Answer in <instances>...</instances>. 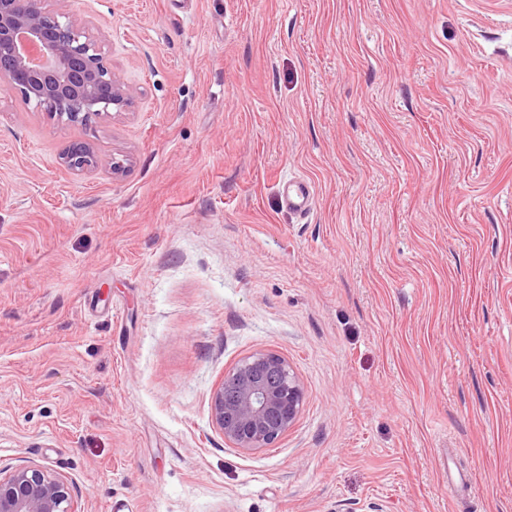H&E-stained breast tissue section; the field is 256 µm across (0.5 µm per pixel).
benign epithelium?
<instances>
[{"label":"benign epithelium","mask_w":512,"mask_h":512,"mask_svg":"<svg viewBox=\"0 0 512 512\" xmlns=\"http://www.w3.org/2000/svg\"><path fill=\"white\" fill-rule=\"evenodd\" d=\"M65 2L0 0V89L61 125L108 121L126 111L135 90L104 64L106 36ZM61 162L73 173L99 166L90 144L62 154ZM303 403V386L288 359L257 351L214 390L212 424L233 448H270L295 424ZM1 471L0 512H78L72 487L52 469L23 463Z\"/></svg>","instance_id":"1"}]
</instances>
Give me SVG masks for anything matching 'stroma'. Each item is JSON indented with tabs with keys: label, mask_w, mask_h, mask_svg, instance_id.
Wrapping results in <instances>:
<instances>
[{
	"label": "stroma",
	"mask_w": 512,
	"mask_h": 512,
	"mask_svg": "<svg viewBox=\"0 0 512 512\" xmlns=\"http://www.w3.org/2000/svg\"><path fill=\"white\" fill-rule=\"evenodd\" d=\"M67 7L137 94L0 90V467L80 512H512V0ZM259 350L305 401L243 452L210 401ZM62 166L73 173H86L99 166V158L96 149L84 143L82 149L63 153L61 157ZM280 186L282 187L281 192L286 207L301 217L308 215L313 205L309 185L304 182L289 184L287 179H282L280 180Z\"/></svg>",
	"instance_id": "obj_1"
}]
</instances>
